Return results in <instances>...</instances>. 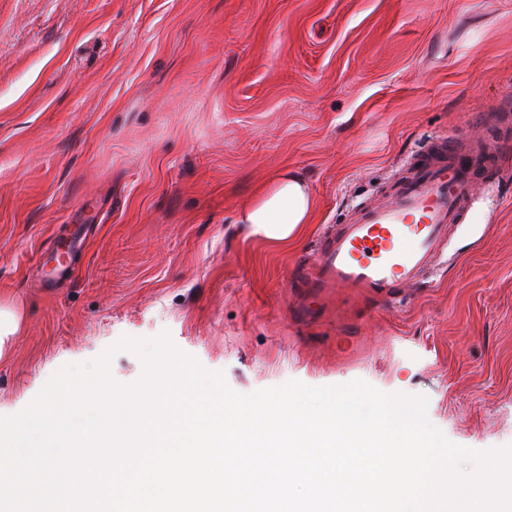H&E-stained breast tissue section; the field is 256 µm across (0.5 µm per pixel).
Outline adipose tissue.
<instances>
[{
	"label": "adipose tissue",
	"instance_id": "ef3b65f1",
	"mask_svg": "<svg viewBox=\"0 0 512 512\" xmlns=\"http://www.w3.org/2000/svg\"><path fill=\"white\" fill-rule=\"evenodd\" d=\"M313 209L314 197L307 181L296 174L282 173L239 211L237 221L252 235L288 243L297 240Z\"/></svg>",
	"mask_w": 512,
	"mask_h": 512
}]
</instances>
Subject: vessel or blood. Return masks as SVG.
<instances>
[{"label": "vessel or blood", "mask_w": 512, "mask_h": 512, "mask_svg": "<svg viewBox=\"0 0 512 512\" xmlns=\"http://www.w3.org/2000/svg\"><path fill=\"white\" fill-rule=\"evenodd\" d=\"M476 155L455 137L427 146L384 199L322 234L296 263L287 311L296 325H340L336 301L395 300L443 258L448 233L467 217L477 183Z\"/></svg>", "instance_id": "vessel-or-blood-1"}]
</instances>
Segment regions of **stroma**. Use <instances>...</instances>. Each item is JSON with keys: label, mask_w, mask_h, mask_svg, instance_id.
<instances>
[{"label": "stroma", "mask_w": 512, "mask_h": 512, "mask_svg": "<svg viewBox=\"0 0 512 512\" xmlns=\"http://www.w3.org/2000/svg\"><path fill=\"white\" fill-rule=\"evenodd\" d=\"M512 0H0V299L26 327L0 416L60 368L168 334L230 389L361 379L427 397L452 443L512 445ZM460 135L497 171L431 287L297 327L289 265ZM311 185L299 239L236 221L277 175Z\"/></svg>", "instance_id": "obj_1"}]
</instances>
